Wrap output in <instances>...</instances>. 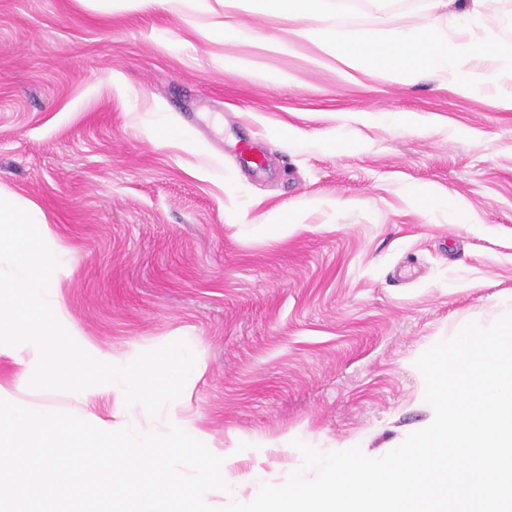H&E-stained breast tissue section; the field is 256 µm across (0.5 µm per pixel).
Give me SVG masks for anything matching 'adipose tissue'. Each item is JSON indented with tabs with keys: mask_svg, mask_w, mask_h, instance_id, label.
Returning a JSON list of instances; mask_svg holds the SVG:
<instances>
[{
	"mask_svg": "<svg viewBox=\"0 0 512 512\" xmlns=\"http://www.w3.org/2000/svg\"><path fill=\"white\" fill-rule=\"evenodd\" d=\"M263 9H270L288 19L287 36L269 40L270 49L285 53L295 39L306 38L318 42L323 50L347 67L363 65L374 67L386 64L399 74L447 75L456 88H470L467 74L458 63L472 56L493 55L512 66V47H501L492 42H476L467 33L451 35L438 16H429L417 32L402 31L394 39L385 40L375 31L365 30L349 40L327 23L323 0H252Z\"/></svg>",
	"mask_w": 512,
	"mask_h": 512,
	"instance_id": "obj_1",
	"label": "adipose tissue"
}]
</instances>
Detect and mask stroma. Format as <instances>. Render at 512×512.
Listing matches in <instances>:
<instances>
[{
	"mask_svg": "<svg viewBox=\"0 0 512 512\" xmlns=\"http://www.w3.org/2000/svg\"><path fill=\"white\" fill-rule=\"evenodd\" d=\"M428 0H366L346 33L420 28ZM220 19L267 37L249 0ZM202 16L98 0H0V190L29 202L60 253L51 289L83 340L122 362L177 339L197 361L158 418L190 419L235 477L283 483L291 445L381 456L425 427L415 359L455 328L512 312V69L465 58L474 86L389 66L340 74L204 36ZM251 62L244 74L234 62ZM261 155L263 166L248 162ZM30 347L0 345V383L30 389Z\"/></svg>",
	"mask_w": 512,
	"mask_h": 512,
	"instance_id": "1",
	"label": "stroma"
}]
</instances>
